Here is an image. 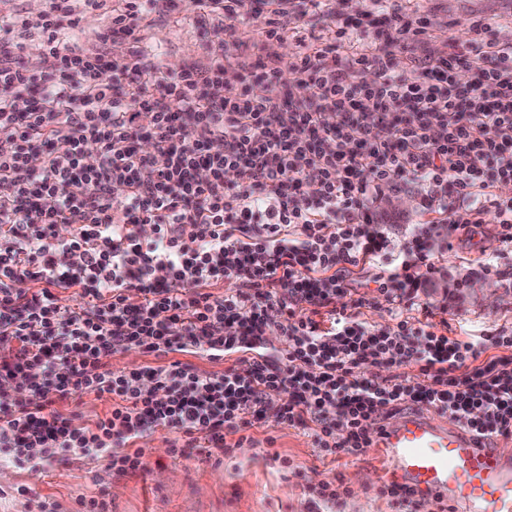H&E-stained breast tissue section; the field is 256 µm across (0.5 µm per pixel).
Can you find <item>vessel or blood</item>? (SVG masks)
Here are the masks:
<instances>
[{
  "mask_svg": "<svg viewBox=\"0 0 512 512\" xmlns=\"http://www.w3.org/2000/svg\"><path fill=\"white\" fill-rule=\"evenodd\" d=\"M378 467L415 498L454 512H512V459L489 438L407 412L375 435Z\"/></svg>",
  "mask_w": 512,
  "mask_h": 512,
  "instance_id": "vessel-or-blood-1",
  "label": "vessel or blood"
}]
</instances>
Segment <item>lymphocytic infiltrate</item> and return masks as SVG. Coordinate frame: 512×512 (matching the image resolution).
<instances>
[{
  "mask_svg": "<svg viewBox=\"0 0 512 512\" xmlns=\"http://www.w3.org/2000/svg\"><path fill=\"white\" fill-rule=\"evenodd\" d=\"M81 3L106 0L0 17V135L13 143L0 153V455L101 456L137 474L146 463L132 444L146 432L173 434L175 456H219L226 435L269 412L312 427L322 456L355 454L380 409L409 404L511 438L512 328L458 339L401 313L368 323L362 297L334 304L351 267H375L377 291L408 302L437 271L431 233L399 243L372 222L369 193L382 184L419 181L465 239L494 212L512 248V199L495 193L512 181V40L489 35L407 75L387 54L341 56L359 40L342 23L287 86L271 62L230 69L207 50L173 72L151 62L134 36L157 0H120L101 47H85L73 37ZM119 34L130 43L116 61L104 44ZM367 66L371 82L350 78ZM459 68L476 84L458 86ZM378 121L389 138L374 135ZM227 280L235 289L217 293ZM70 294L80 305H65ZM271 328L282 338L273 356ZM131 347L228 366L105 364ZM406 366L415 375L363 373ZM85 394L111 408L79 427L56 404Z\"/></svg>",
  "mask_w": 512,
  "mask_h": 512,
  "instance_id": "lymphocytic-infiltrate-1",
  "label": "lymphocytic infiltrate"
}]
</instances>
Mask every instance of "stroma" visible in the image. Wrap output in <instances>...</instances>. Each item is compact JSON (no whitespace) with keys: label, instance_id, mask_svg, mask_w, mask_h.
I'll use <instances>...</instances> for the list:
<instances>
[{"label":"stroma","instance_id":"1","mask_svg":"<svg viewBox=\"0 0 512 512\" xmlns=\"http://www.w3.org/2000/svg\"><path fill=\"white\" fill-rule=\"evenodd\" d=\"M353 18L369 41L384 42L383 19L373 0H349L336 8L335 17L313 12H291L276 51L281 81L295 84L299 78L293 66L314 39L325 36L333 18ZM411 27L425 26L417 51L391 48L401 70H409L415 56L435 60L448 57L477 37L476 24L491 25L500 39H512V6L498 0H408L402 12ZM142 44L151 59L164 69L175 71L198 58L202 47L223 54L227 27L196 9L193 0H182L178 11L160 13L145 21ZM412 200L401 212L375 203L374 221L397 241L435 221L437 213L424 209L415 187H407ZM435 275L420 293L416 316H430L432 322H446L449 337L484 336L494 328L512 326V254L504 253L494 225H484L473 243L447 248L434 239ZM498 257L502 275L481 277L477 270L486 258ZM372 267L358 268L349 276L354 297L369 298L364 311L375 325L391 323L395 303L380 295L368 281ZM433 305L425 313V305ZM253 439L236 447L235 436H227L232 453L216 458L194 451L186 457H172L171 434L149 432L137 439L147 471L119 475L107 460L75 456L52 466H18L0 461V512H38L41 501L55 503L58 512H77L82 497L105 496L110 512H398L394 500L384 494L383 477L374 468V450L356 455L322 458L314 439L304 427L262 420L251 431ZM328 483L338 497H319L316 488Z\"/></svg>","mask_w":512,"mask_h":512}]
</instances>
